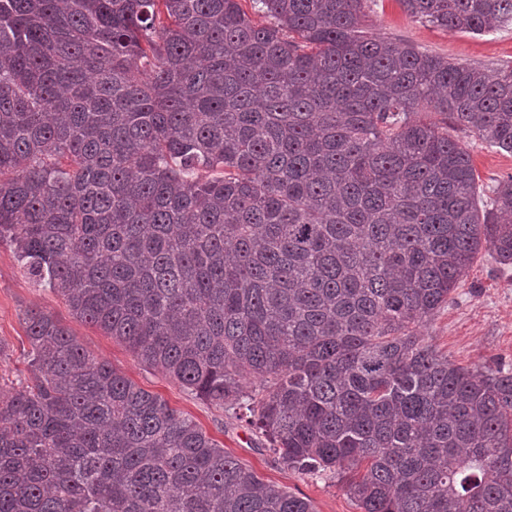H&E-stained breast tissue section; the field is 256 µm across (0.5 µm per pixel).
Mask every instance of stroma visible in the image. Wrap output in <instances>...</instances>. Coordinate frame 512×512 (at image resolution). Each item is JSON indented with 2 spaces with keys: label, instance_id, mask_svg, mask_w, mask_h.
Here are the masks:
<instances>
[{
  "label": "stroma",
  "instance_id": "1",
  "mask_svg": "<svg viewBox=\"0 0 512 512\" xmlns=\"http://www.w3.org/2000/svg\"><path fill=\"white\" fill-rule=\"evenodd\" d=\"M365 12L366 32L475 67L512 64V24L481 35L448 31L421 23L399 0H369ZM448 134L469 147L480 185H494L512 174V154L482 146L467 130L452 126ZM32 308L53 313L85 349L193 418L226 452L255 470L265 482L287 487L294 495L310 500L315 512H359L343 482L315 480L288 469L269 451L265 438L244 420L191 395L175 380L141 364L125 344L73 318L59 296L22 275L5 244H0V340L6 344L0 353V390H12L29 375L27 354L31 346L24 317ZM418 334L457 365L473 368L498 363L512 368V268H502L488 251H480L447 307L421 325Z\"/></svg>",
  "mask_w": 512,
  "mask_h": 512
}]
</instances>
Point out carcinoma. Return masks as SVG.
I'll return each instance as SVG.
<instances>
[{"mask_svg":"<svg viewBox=\"0 0 512 512\" xmlns=\"http://www.w3.org/2000/svg\"><path fill=\"white\" fill-rule=\"evenodd\" d=\"M366 0H0V244L77 319L361 512H512V370L415 329L512 266V65L362 30ZM484 34L512 0H400ZM441 116L433 120L430 113ZM0 512H315L30 309ZM448 135L460 144L469 147L474 166L479 175V184L484 188L494 185L497 180L512 174V154L501 153L494 148L482 146L475 135L448 124Z\"/></svg>","mask_w":512,"mask_h":512,"instance_id":"obj_1","label":"carcinoma"}]
</instances>
